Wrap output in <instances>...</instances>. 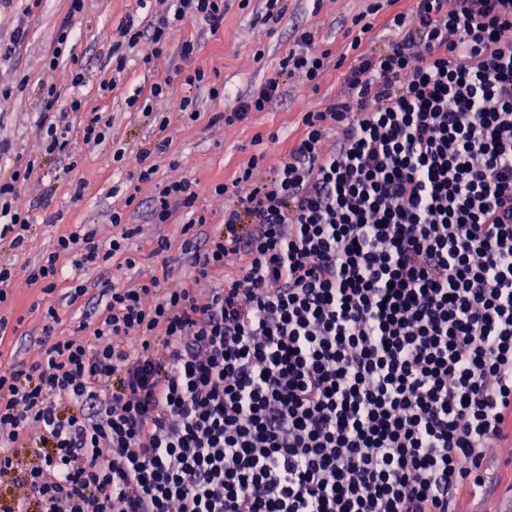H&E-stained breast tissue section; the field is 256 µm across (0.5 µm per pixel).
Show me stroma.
Masks as SVG:
<instances>
[{
    "label": "stroma",
    "instance_id": "obj_1",
    "mask_svg": "<svg viewBox=\"0 0 512 512\" xmlns=\"http://www.w3.org/2000/svg\"><path fill=\"white\" fill-rule=\"evenodd\" d=\"M286 13L281 22L267 26L259 17L264 11L263 0H229L224 14V27L218 34L205 33L195 22L185 23L169 45L168 53L156 67L143 66L138 56H130L125 71L112 72L111 33L128 19L149 24L160 10L158 0H87L84 13L77 18L78 37L73 55L63 56L54 72H45L44 59L52 47L53 38L66 17L68 0H43L40 7H29L28 0H0V44L8 43L18 15H25L27 38L10 61L0 64V137L13 144L12 153L0 156V176L7 174L15 156L39 160L37 175L19 189L14 198L18 210L35 219L31 235L22 252L9 244H0V264L15 269L14 300L5 306V313L21 319L17 336L0 344V356L7 360L33 358L37 350L33 337L39 332V317L44 307L59 308L63 317L62 332H70L78 318L76 307L65 298L66 282H59L54 293L45 294L30 286L26 267L38 263L52 250L60 234L91 225L100 240L111 238L114 227L113 211L120 210L135 234L129 241L137 265L128 271L131 281L154 274L159 263L154 247L161 237H169L173 246H180L182 237L176 224L153 223L149 204L159 185L189 179L197 182L198 210L204 211L209 222H221L224 200L211 192L217 183L231 182L240 168L251 159H259L256 176L276 163L281 149L301 125L307 107L323 104L341 89L339 70H331L318 91L309 98L299 97L293 81H285L279 95L268 110L255 114L242 124L227 126L213 123L216 113L230 111L233 95H246L257 89L273 73L278 63L294 46L293 31L302 27L311 31L321 49L339 57L344 34L352 20L366 7L365 0H285ZM192 39L198 44L195 65L204 67L214 82L224 85L229 98H212L208 89H192L197 103L195 116L166 112L164 104H155L153 111L144 112L130 107L129 96L182 66L180 45ZM85 67L80 95L88 107L100 108L112 119L110 139L98 146L85 145L82 140L84 116L67 113L65 121L71 130V150L78 160L74 179L85 185L81 201L70 198L67 185L58 180L60 161L45 154L35 122L41 109L40 84L54 81L68 87L73 60ZM115 77L121 93L103 97L100 83ZM278 141H271L270 133ZM168 140L165 155L157 158V171L151 181L134 183L120 164L111 160V147L120 144L130 151L161 140ZM135 193L137 202L126 205L128 193Z\"/></svg>",
    "mask_w": 512,
    "mask_h": 512
}]
</instances>
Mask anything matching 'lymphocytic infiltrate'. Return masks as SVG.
<instances>
[{"instance_id":"lymphocytic-infiltrate-1","label":"lymphocytic infiltrate","mask_w":512,"mask_h":512,"mask_svg":"<svg viewBox=\"0 0 512 512\" xmlns=\"http://www.w3.org/2000/svg\"><path fill=\"white\" fill-rule=\"evenodd\" d=\"M149 27L112 34L117 90L125 50L165 57L186 20L210 33L226 0H160ZM348 29L341 92L304 113L262 182L244 168L219 183V228L204 232L195 182L160 191L157 224L182 219L185 266L129 286L132 228L109 241L79 226L28 271L53 292L64 266L82 303L75 332L40 316L38 352L0 364V482L24 488L0 512H458L490 476L485 458L512 437V0H370ZM330 55L311 32L258 89L216 114L266 111L283 81L317 89ZM71 94L41 84L37 126L73 200L82 186L68 112L85 144L111 127ZM201 68L153 83L143 111L196 112ZM38 166L0 178V242L22 251L31 215L12 199ZM123 260L112 263L111 258ZM106 268L97 293L79 274ZM45 448L20 467L19 449Z\"/></svg>"}]
</instances>
